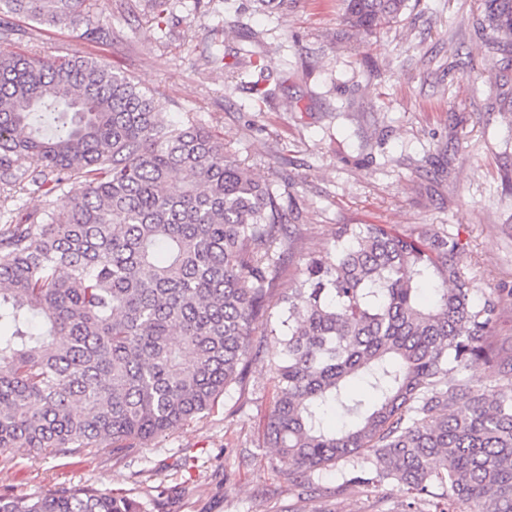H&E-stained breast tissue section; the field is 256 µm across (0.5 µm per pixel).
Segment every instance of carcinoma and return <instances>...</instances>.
I'll return each instance as SVG.
<instances>
[{
  "instance_id": "cac0c4a2",
  "label": "carcinoma",
  "mask_w": 512,
  "mask_h": 512,
  "mask_svg": "<svg viewBox=\"0 0 512 512\" xmlns=\"http://www.w3.org/2000/svg\"><path fill=\"white\" fill-rule=\"evenodd\" d=\"M409 0H343L368 36ZM491 48L512 47V0H482ZM110 30L89 0H0L9 18ZM79 193L0 226V451L114 455L203 417L250 362L255 325L282 336L266 439L310 481L399 483L412 512H512V345L499 298H475L448 232L338 224L336 258H311L287 317L264 322L293 220L224 140L167 122L156 94L82 56L0 51V191ZM481 364L494 393L461 372ZM360 380L365 391L350 392ZM342 407L346 428L326 424ZM0 512H143L127 494L72 486L0 494Z\"/></svg>"
}]
</instances>
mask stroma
<instances>
[{
    "label": "stroma",
    "instance_id": "1",
    "mask_svg": "<svg viewBox=\"0 0 512 512\" xmlns=\"http://www.w3.org/2000/svg\"><path fill=\"white\" fill-rule=\"evenodd\" d=\"M92 3L111 39L16 17L0 50L103 61L155 90L168 121L209 128L279 189L296 219L266 300L271 323L305 262L333 258L337 225L386 224L458 236L476 297L500 291L496 334L512 341V296L501 291L512 286V51L488 48L476 0H417L369 36L347 26L342 0H179L165 40L147 0ZM250 29L263 43L242 82L205 65L206 45L233 61ZM262 67L282 88L259 103L249 83ZM253 338L256 361L204 417L118 456L0 452V493L92 484L132 493L145 512H402L401 486L344 485L339 465L314 488L293 482L263 435L281 345L259 329Z\"/></svg>",
    "mask_w": 512,
    "mask_h": 512
}]
</instances>
